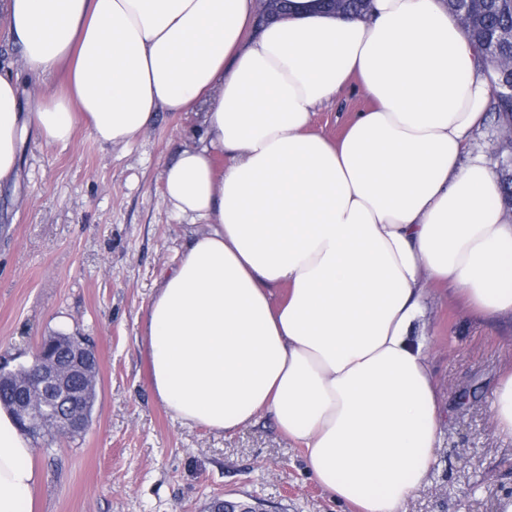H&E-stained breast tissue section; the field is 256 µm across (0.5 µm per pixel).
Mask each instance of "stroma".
I'll return each mask as SVG.
<instances>
[{
	"mask_svg": "<svg viewBox=\"0 0 512 512\" xmlns=\"http://www.w3.org/2000/svg\"><path fill=\"white\" fill-rule=\"evenodd\" d=\"M370 106L350 81L312 128L338 139ZM198 134L193 112H160L128 145L100 144L81 126L65 145L30 141L17 183L0 186V366L28 362L58 331L91 337L100 361L87 430L35 447L37 512H205L216 497L264 512H350L269 418L231 435L187 426L149 388L137 338L186 246L163 174L175 143ZM412 335L427 339L443 417L428 485L406 512H497L512 495V438L495 431L490 400L512 363V321L434 294Z\"/></svg>",
	"mask_w": 512,
	"mask_h": 512,
	"instance_id": "35a3bbf8",
	"label": "stroma"
}]
</instances>
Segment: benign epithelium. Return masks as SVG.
Wrapping results in <instances>:
<instances>
[{
    "instance_id": "obj_1",
    "label": "benign epithelium",
    "mask_w": 512,
    "mask_h": 512,
    "mask_svg": "<svg viewBox=\"0 0 512 512\" xmlns=\"http://www.w3.org/2000/svg\"><path fill=\"white\" fill-rule=\"evenodd\" d=\"M480 6L478 0H457V19L468 25ZM498 166L512 167V126L501 131L496 154ZM99 359L95 348L77 342L74 337L47 336L32 352L27 374L19 382L23 396L31 404L48 410L55 427L63 434L82 433L88 427L84 407L96 383ZM209 512H256L237 501L216 499Z\"/></svg>"
}]
</instances>
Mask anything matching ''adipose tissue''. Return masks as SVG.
<instances>
[{
  "instance_id": "1",
  "label": "adipose tissue",
  "mask_w": 512,
  "mask_h": 512,
  "mask_svg": "<svg viewBox=\"0 0 512 512\" xmlns=\"http://www.w3.org/2000/svg\"><path fill=\"white\" fill-rule=\"evenodd\" d=\"M262 23L256 0H0V182L29 134L77 123L129 144L206 104L163 197L190 219L138 344L159 404L232 433L259 417L352 512H403L428 484L439 384L411 332L427 294L512 318V212L484 156L490 84L445 0H321ZM64 72L68 89L50 80ZM358 78L373 105L338 141L317 107ZM43 473L0 407V512H34Z\"/></svg>"
}]
</instances>
